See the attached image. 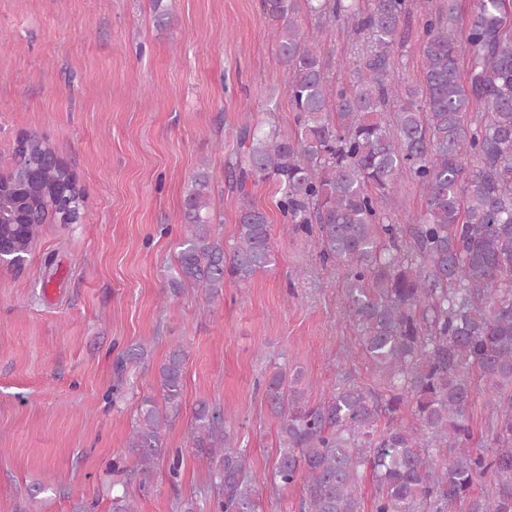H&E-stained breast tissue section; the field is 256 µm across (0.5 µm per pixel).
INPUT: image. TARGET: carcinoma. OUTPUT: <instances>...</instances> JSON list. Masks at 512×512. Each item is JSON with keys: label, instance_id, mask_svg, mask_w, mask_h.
I'll return each mask as SVG.
<instances>
[{"label": "carcinoma", "instance_id": "carcinoma-1", "mask_svg": "<svg viewBox=\"0 0 512 512\" xmlns=\"http://www.w3.org/2000/svg\"><path fill=\"white\" fill-rule=\"evenodd\" d=\"M459 0L448 12L431 0H263L281 62L294 129L261 120L240 127L225 161L238 194L233 243L212 236L208 172L191 180L178 242V292L191 284L212 302L224 284L245 283L276 263L272 224L249 187L275 188L285 230L343 267L345 318L377 373L380 389L350 376L311 402L285 372L265 381L280 444L265 483L301 486L299 512H364L362 470L377 494L371 512H512V0ZM311 23L303 29L301 18ZM416 46L423 80L399 91L394 48ZM342 22L364 46L352 80L334 83L319 34ZM46 156L35 184L22 179ZM409 177L425 191L414 224H393L386 204ZM86 192L44 137H20L0 176V238L20 268L44 224L81 218ZM145 350L114 361L117 379ZM186 352L177 343L159 365V396H143L127 454L112 471L144 484L166 454L164 434L183 409ZM494 414L490 439H476L468 410L477 391ZM409 411L413 424L403 422ZM194 455L217 491V512H261L259 483L226 430L224 412L199 401L190 424ZM487 481L490 496L475 494Z\"/></svg>", "mask_w": 512, "mask_h": 512}]
</instances>
